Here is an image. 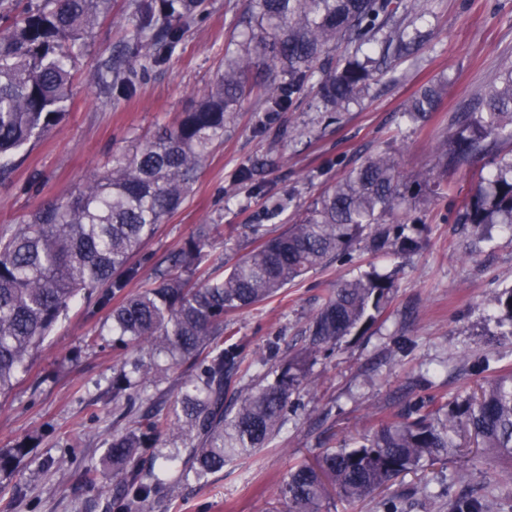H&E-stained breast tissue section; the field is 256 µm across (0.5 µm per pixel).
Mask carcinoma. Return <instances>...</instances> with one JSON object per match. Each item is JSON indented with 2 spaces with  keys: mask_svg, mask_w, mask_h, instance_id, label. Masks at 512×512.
Returning a JSON list of instances; mask_svg holds the SVG:
<instances>
[{
  "mask_svg": "<svg viewBox=\"0 0 512 512\" xmlns=\"http://www.w3.org/2000/svg\"><path fill=\"white\" fill-rule=\"evenodd\" d=\"M110 0H15L0 12V177L6 157L40 138L65 117L75 94L74 72L100 14ZM204 0H130L134 23L125 51L112 55L94 76L99 96L133 92L141 76L168 60L203 12ZM427 0H245L237 24L246 41L224 59V70L195 109L135 150L112 156L72 198L46 200L30 219L0 234V393L10 388L43 339L79 299L112 308V346L139 349L112 378V397L149 403L135 427L104 441V462L117 480L121 512H145L161 491L174 497L181 485L248 458L278 436L292 395L312 384L317 356L347 336H361L390 301L392 277L374 267L331 289L309 319L301 351L279 360L231 403L226 395L246 362L242 350L224 346V317L281 296L312 269L347 259L368 237L378 250L409 251V219L389 220L469 156L512 144V65L475 102L455 113L449 141L433 164L405 181L395 158L382 152L323 191L305 214L278 233H259L258 245L228 272L209 271L212 225L201 224L169 267L125 292L140 278L134 258L160 224L188 199L202 161L224 142L226 123L251 98L270 117L286 112L314 81L330 112H340L374 76L408 57L418 42L413 19ZM347 49L330 66L329 52ZM262 71L250 84L247 75ZM443 85L420 89L401 112L417 123L436 111ZM257 167L237 178L258 191ZM455 223L483 236L487 224H512V157L494 162L460 206ZM501 323L512 327V287L490 296ZM189 364L181 397L166 412L140 382L157 360ZM468 435L502 464L512 483V373L479 385L458 411L434 398L416 400L398 416L379 419L356 445L333 448L316 463L291 468L278 484L273 512H324L328 487L348 502L388 488L401 474L432 466L461 447ZM28 445L0 449V473L14 472ZM151 451L156 469L143 472L139 455ZM487 496L450 495L448 512H490Z\"/></svg>",
  "mask_w": 512,
  "mask_h": 512,
  "instance_id": "carcinoma-1",
  "label": "carcinoma"
}]
</instances>
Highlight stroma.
I'll list each match as a JSON object with an SVG mask.
<instances>
[{
  "mask_svg": "<svg viewBox=\"0 0 512 512\" xmlns=\"http://www.w3.org/2000/svg\"><path fill=\"white\" fill-rule=\"evenodd\" d=\"M128 0H114L100 17L76 74L66 119L17 152L13 172L0 181V230L25 223L42 203L81 189L112 155L128 153L165 122L191 110L236 50L243 0H206L199 23L176 53L150 69L127 98L102 102L93 76L123 45L131 25ZM424 42L372 83L347 111L328 119L315 89L265 132L245 103L203 161L193 191L161 225L136 259L140 276L176 253L196 225L210 224L212 266L224 271L255 238L249 227L279 229L292 222L344 172L379 152L393 153L406 177L430 167L450 118L512 62V0H429L415 22ZM446 81L437 112L424 123L401 119L424 85ZM493 153L462 160L446 183L412 211L421 232L416 251H371L360 242L348 262L307 274L285 296L226 316L233 343L245 353L285 356L299 350L302 331L341 279L375 266L392 274L396 290L362 336L346 337L312 368L314 385L293 396L281 433L251 457L225 465L204 483L188 481L166 512H268L278 483L297 462L312 461L372 431L377 418L409 402L436 397L456 408L484 379L512 370V336L490 306L491 294L512 286V227L493 225L491 243H478L456 224L462 201L491 168ZM262 166L264 192L237 180L245 165ZM110 310L78 301L46 337L30 368L0 394V449L32 438L34 447L14 473L0 476V512H113L116 482L103 464L102 441L131 428L140 413L127 397H113L112 375L123 361L112 348ZM97 336L96 345L87 337ZM93 467L95 488L75 479ZM404 512H444L442 489L464 490L500 502L512 485L494 459L471 451L397 479Z\"/></svg>",
  "mask_w": 512,
  "mask_h": 512,
  "instance_id": "obj_1",
  "label": "stroma"
}]
</instances>
